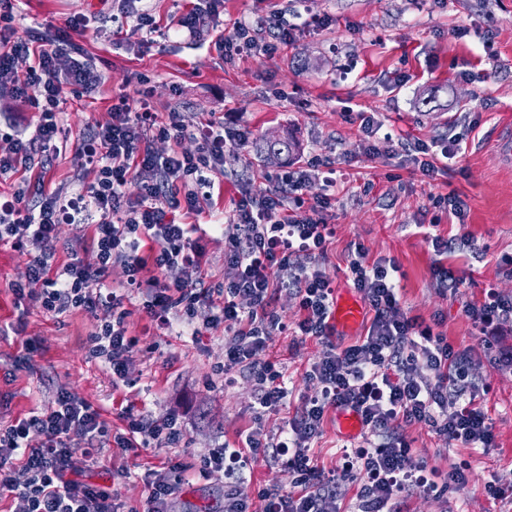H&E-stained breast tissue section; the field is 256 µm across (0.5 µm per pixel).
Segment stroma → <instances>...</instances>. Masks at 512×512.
I'll return each mask as SVG.
<instances>
[{"instance_id": "35a3bbf8", "label": "stroma", "mask_w": 512, "mask_h": 512, "mask_svg": "<svg viewBox=\"0 0 512 512\" xmlns=\"http://www.w3.org/2000/svg\"><path fill=\"white\" fill-rule=\"evenodd\" d=\"M277 10L305 22L295 40L273 58L228 60L207 33L196 41L155 33L149 47H140L139 35H117L111 11L95 0H19L15 27L23 38H45L65 19H86L88 28L77 43L101 75L95 103L71 99L64 106L68 150L46 174V187L69 201L96 181V172L75 154L78 141L90 125L108 121L113 97L134 95L143 77L151 81L155 112L182 113L190 132L183 151H194L197 129L213 121L229 132L242 127L252 132L248 146L215 175L220 196L202 202L198 213L179 215V222L206 224L217 215L231 220L241 186L255 194L268 188L269 176L285 168L263 162L258 152L269 131L296 141L304 156L330 161L337 190L328 221L335 234L325 267L334 288L350 292L346 265L355 247H362L369 263L395 259L404 309L447 337L454 349L472 351L467 381L475 386L494 435L493 448L482 453L449 446L431 427L403 426L414 456L428 471L442 476L452 464L469 467L464 487L406 488L405 512H512V497L495 501L488 491L493 477L512 476V366L497 361L501 350L512 348V324L503 325L490 344L464 314L487 289L512 296V165L499 162L494 148L512 129V0H224L215 23L228 29L234 21L253 22ZM315 16L330 17V25L310 26ZM400 76L406 79L401 87ZM362 112L379 113L393 134L371 157L361 151ZM450 131L460 133L462 150L445 170L423 174L396 153L399 143L428 142ZM451 193L467 202L464 225L451 223L437 204ZM95 220V214L83 212L59 224L58 264L87 253ZM420 224L456 236L451 264L467 275L457 293L438 285L432 246L416 231ZM199 245L201 269L173 268L163 279L192 283L202 276L223 283L230 275L223 235L209 232ZM38 253L33 244L0 245V426L52 406L61 391L98 408L115 434L124 431L129 410L154 421L176 419L183 434L176 445L133 451L109 440L90 458L79 453L85 437L71 433L77 477L110 488L117 502L143 512L144 476L169 460L182 467L172 512H222L225 479L219 474L202 479L201 464L214 449L247 433L275 436L303 398L316 393L307 372L321 358L323 345L292 331L273 337L266 357L284 373L291 395L278 411L259 412L255 378L242 369L222 371L232 329L205 328L195 336L178 320L158 327L142 311L141 297L128 290L126 269L117 262L109 289L122 296L125 324L137 343L127 356L125 380L116 382L102 360L88 353L90 335L99 320L111 318L110 309L94 316L78 309L54 316L39 303H17L12 286L23 280ZM337 417L329 411L311 443L327 470L335 466L339 446L367 444L362 434L343 438ZM247 477L249 512H265L259 489H294L293 475L279 457H259Z\"/></svg>"}]
</instances>
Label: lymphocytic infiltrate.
<instances>
[{
    "mask_svg": "<svg viewBox=\"0 0 512 512\" xmlns=\"http://www.w3.org/2000/svg\"><path fill=\"white\" fill-rule=\"evenodd\" d=\"M222 5L223 0H198L188 13L164 24L144 11L136 16V28L193 39L219 16ZM15 8L14 0H0V86L10 87L15 98L35 110L36 135L29 139L21 133L11 135L8 148L0 152L1 177L50 168L58 156L65 91L79 93L98 79L90 63L77 61L66 70L60 66L63 58L76 52L75 38L86 31V20H66L54 38L36 45L17 37ZM260 27L270 33L263 43L255 37ZM296 29L284 14L275 13L257 26L234 22L229 34L217 35L215 44L229 57L255 53L271 57L291 43ZM22 58L28 65L21 70L17 62ZM151 96V86L145 85L138 89L136 100L120 97L110 109L109 121L91 126L76 150L85 164L98 171L96 182L86 191V204L98 215L90 256L72 257L62 271H53V240L63 207L44 182L17 187L0 201V241L17 249L31 242L41 247L28 266L25 282L12 286L17 299L38 302L57 315L75 309L91 314L103 307L119 309L121 297L106 292L105 286L113 259L124 260L128 288L142 295L143 310L159 325L169 326L174 312L186 325H193L204 307L206 327L234 328L224 351V368L252 371L260 385L257 402L269 411L289 395L282 371L265 357L273 335L287 329L270 298L276 290L292 289L303 311L296 332L320 340L326 350L308 372L318 384L317 392L302 400L300 413L271 444L273 455H286L301 491L295 496L268 494L266 512H335L336 484L356 472L366 477L360 512H403L401 492L423 483L426 469L400 432L405 423L428 425L452 446L474 451L492 448L488 416L464 384L469 357L455 351L430 325L408 316L398 296L400 266L395 260L370 264L351 260L352 285L373 317L363 336L345 347L336 346L331 323L333 280L317 262L333 234L326 216L336 179L325 175L320 194L310 199L303 194L310 172L320 170L323 160L310 156L304 165L283 170L263 195L241 190L233 222L224 233V263L233 275L222 287L160 280L158 273L163 269L200 268L202 255L192 238L197 227L176 222L175 214L199 212L201 200L211 199L210 176L224 170L226 141L244 146L250 132L240 129L228 139L223 126L212 125L201 134L197 153H157L153 140L178 143L188 129L179 112L159 117ZM401 149L420 171L430 174L437 163L457 157L461 141L451 134L405 143ZM133 171L140 172L141 178L131 194L126 185ZM146 240L153 245L147 259L137 253L140 242ZM150 264L156 273L144 276ZM245 299L250 302L246 308L241 305ZM464 313L481 335L490 336L512 321V296L488 289L484 301L467 305ZM90 344L92 357L105 358L113 378L124 379L126 355L134 341L123 319L101 323ZM332 407L354 412L374 441L344 467L327 471L317 465L308 443L319 434ZM125 420V432L111 435L98 409L63 392L54 406L1 428L0 490L11 494L13 512H119L108 488L74 478L76 451L68 444L71 431L82 432L92 442L111 437L131 450L174 444L181 437L171 420L151 421L131 412ZM33 432L42 438L40 447L27 445ZM261 446L260 439L246 435L239 447L218 449L204 470L243 474Z\"/></svg>",
    "mask_w": 512,
    "mask_h": 512,
    "instance_id": "1",
    "label": "lymphocytic infiltrate"
}]
</instances>
